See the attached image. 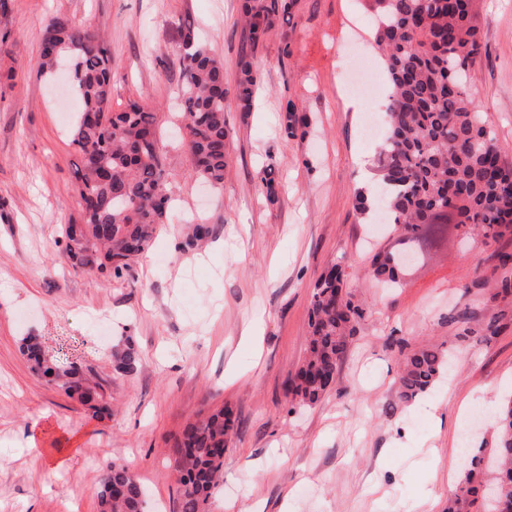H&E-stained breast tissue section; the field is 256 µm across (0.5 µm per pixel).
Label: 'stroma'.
<instances>
[{"label":"stroma","mask_w":512,"mask_h":512,"mask_svg":"<svg viewBox=\"0 0 512 512\" xmlns=\"http://www.w3.org/2000/svg\"><path fill=\"white\" fill-rule=\"evenodd\" d=\"M485 49L467 90L512 162V0H475ZM103 35L112 57V107L136 100L155 112L167 189L177 207L130 274L103 279L62 254L79 213L68 132L73 101L63 78L40 71L55 14ZM224 60L229 153L224 182L192 172L178 128L181 30ZM254 56L261 85L251 111L235 95L240 61ZM368 0H297L291 24L251 50L240 0H7L0 10V512H99L100 480L115 462L143 483L145 512H179L169 453L183 427L220 407L237 420L207 512H445L465 463L449 403L495 412L512 393V297H496L490 246L451 244L390 291L366 279L372 212L354 193L372 178L378 139L365 137L386 87ZM367 103L355 111L354 101ZM308 118L286 138L282 108ZM275 169L277 193L261 181ZM210 227L187 247L195 225ZM367 309L338 364L333 389L296 406L288 384L305 353L313 287L332 263ZM509 318L491 343L459 341L448 316ZM73 363L109 407L92 417L77 398L38 376L22 339ZM431 342L457 361L452 375L412 402L399 397L398 341ZM140 356L115 373L111 346ZM43 434L61 467L32 458Z\"/></svg>","instance_id":"35a3bbf8"}]
</instances>
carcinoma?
<instances>
[{"label":"carcinoma","mask_w":512,"mask_h":512,"mask_svg":"<svg viewBox=\"0 0 512 512\" xmlns=\"http://www.w3.org/2000/svg\"><path fill=\"white\" fill-rule=\"evenodd\" d=\"M473 2L372 0L389 87L387 132L374 159L379 185L355 192L354 198L361 211L387 214L397 234V243L377 250L370 261V278L387 288L402 287L408 271L450 241L488 246L512 236V163L465 90L482 48ZM295 5L296 0H242L251 48L278 20L289 19ZM181 47L178 99L192 170L219 186L226 165L224 63L189 27ZM64 57L71 62L79 102L70 136L81 165L80 214L70 224L63 254L75 267L120 278L150 248L171 212L157 117L136 102L112 111V57L104 38L57 14L41 40V71L52 73ZM260 80L259 69L245 63L236 86L241 108H251ZM303 127L305 117L287 103L285 136L295 138ZM345 280V269L334 263L315 282L306 354L288 388L300 406L316 404L336 383L337 363L364 317V308L343 291ZM472 322L466 310L452 317L458 338L478 333L489 341L501 329L496 316L476 330ZM22 350L38 374L86 404L97 401L88 379L72 365L47 359L37 337H25ZM111 363L115 372L129 374L139 354L131 345L119 346L112 349ZM401 366L399 396L409 400L437 383L451 368V355L423 345L404 356ZM235 424L233 412L221 408L188 424L174 439L169 451L179 471L180 512H206ZM489 489L512 502V396L496 414L488 458L472 456L446 512H495ZM144 497L143 485L126 465L109 466L98 491L100 512H144Z\"/></svg>","instance_id":"carcinoma-1"}]
</instances>
